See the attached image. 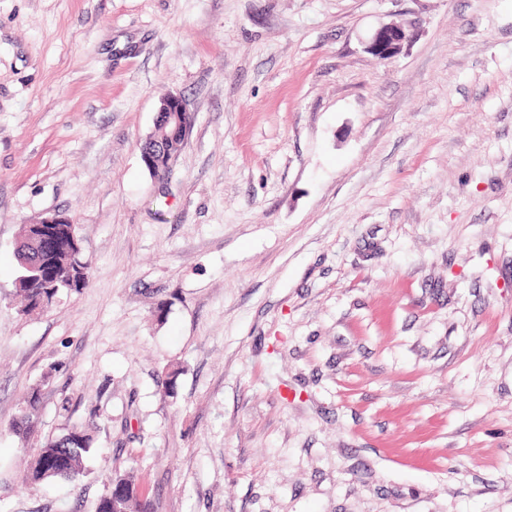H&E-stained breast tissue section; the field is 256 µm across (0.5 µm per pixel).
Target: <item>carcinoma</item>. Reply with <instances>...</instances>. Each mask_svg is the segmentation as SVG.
<instances>
[{
  "label": "carcinoma",
  "mask_w": 512,
  "mask_h": 512,
  "mask_svg": "<svg viewBox=\"0 0 512 512\" xmlns=\"http://www.w3.org/2000/svg\"><path fill=\"white\" fill-rule=\"evenodd\" d=\"M174 122L169 117L158 119L155 129L157 135L164 138L167 152L156 156L154 174L163 179L170 174L167 170L168 153H175L182 145V139L171 137ZM63 249L58 256L60 284L57 288H38L33 283L23 279L25 272L18 270L16 287L24 299L22 312L27 313L35 305L49 307L53 300L63 291L69 289L72 274L79 270H89L88 264L81 259V246L76 238L75 228L68 226L62 230ZM17 254H26L29 260L36 261L38 254L33 240L28 235V229L22 228ZM40 410V386L30 388L28 396L19 407L18 414L10 424L12 432L23 440L33 437L37 432L38 413ZM97 446L89 428L73 426L61 436L45 441L39 453L29 463L28 477L31 483L39 484L56 480L71 483L79 482L85 474L84 461L93 457ZM118 496L129 504L131 512H156L153 499L128 474H114L105 494L96 504V512H112V496Z\"/></svg>",
  "instance_id": "obj_1"
}]
</instances>
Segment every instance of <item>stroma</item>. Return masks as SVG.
<instances>
[{
    "instance_id": "35a3bbf8",
    "label": "stroma",
    "mask_w": 512,
    "mask_h": 512,
    "mask_svg": "<svg viewBox=\"0 0 512 512\" xmlns=\"http://www.w3.org/2000/svg\"><path fill=\"white\" fill-rule=\"evenodd\" d=\"M55 213L89 283L25 316ZM90 421L80 485L25 483ZM118 472L157 512H512V0H0V512ZM411 36L404 28L387 24L379 28L368 45V51L375 55H383L387 59L397 56ZM157 112H168L172 114L177 125L181 128L184 141L190 132L189 112L183 98L180 95L171 94L161 100ZM174 128V122L172 120H169L168 116H162L158 119L155 129L157 130V136H161L164 138L167 144V150L166 153L160 152L156 156V163H155V171L154 173H151L152 175L159 176L160 179H163L167 177L171 171H168L166 169L167 167V157L168 153H177L179 148L182 145V139L175 137L171 138L170 135ZM40 410V386L30 388L28 396L19 407L18 414L10 424L12 432L23 440L34 437L38 427Z\"/></svg>"
}]
</instances>
